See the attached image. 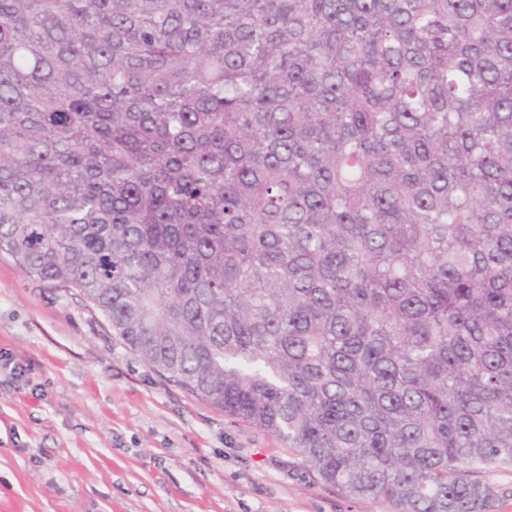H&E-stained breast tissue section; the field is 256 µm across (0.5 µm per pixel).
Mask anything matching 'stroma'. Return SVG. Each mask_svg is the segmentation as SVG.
I'll return each instance as SVG.
<instances>
[{"label": "stroma", "mask_w": 512, "mask_h": 512, "mask_svg": "<svg viewBox=\"0 0 512 512\" xmlns=\"http://www.w3.org/2000/svg\"><path fill=\"white\" fill-rule=\"evenodd\" d=\"M0 512H394L167 382L0 256Z\"/></svg>", "instance_id": "obj_1"}]
</instances>
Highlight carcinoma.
<instances>
[{"label":"carcinoma","instance_id":"cac0c4a2","mask_svg":"<svg viewBox=\"0 0 512 512\" xmlns=\"http://www.w3.org/2000/svg\"><path fill=\"white\" fill-rule=\"evenodd\" d=\"M0 254L351 499L512 468V0H0Z\"/></svg>","mask_w":512,"mask_h":512}]
</instances>
